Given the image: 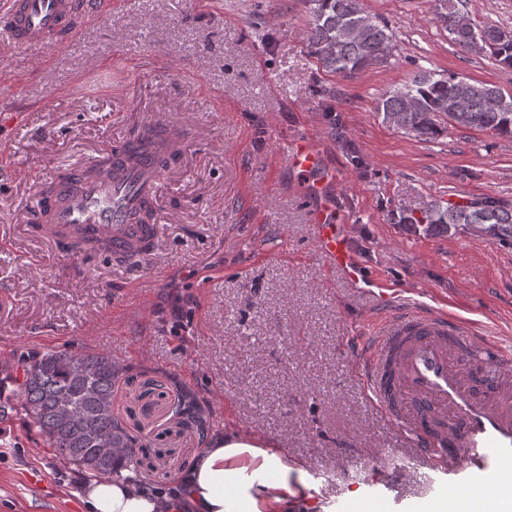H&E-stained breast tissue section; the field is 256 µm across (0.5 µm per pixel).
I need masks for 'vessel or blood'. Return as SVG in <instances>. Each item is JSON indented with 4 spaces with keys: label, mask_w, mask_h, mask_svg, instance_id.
<instances>
[{
    "label": "vessel or blood",
    "mask_w": 512,
    "mask_h": 512,
    "mask_svg": "<svg viewBox=\"0 0 512 512\" xmlns=\"http://www.w3.org/2000/svg\"><path fill=\"white\" fill-rule=\"evenodd\" d=\"M112 0H0V42L15 49L52 48L102 20ZM185 146L181 128L169 129L166 152ZM166 152H125L114 145L87 163L61 169L50 194L39 195L29 217L39 238L61 244L80 237L102 255L127 262L153 257L159 227L141 223L156 194ZM286 165L310 175L308 220L328 270L351 283L365 273L348 227L330 220L334 175L309 137L291 139ZM368 335L347 346L365 396L403 432L411 466L405 482L451 474L439 493L453 512L475 504L512 512V347L489 336L480 322L380 288Z\"/></svg>",
    "instance_id": "vessel-or-blood-1"
}]
</instances>
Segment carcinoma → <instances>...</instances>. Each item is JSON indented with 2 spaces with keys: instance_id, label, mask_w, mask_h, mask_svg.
I'll return each mask as SVG.
<instances>
[{
  "instance_id": "cac0c4a2",
  "label": "carcinoma",
  "mask_w": 512,
  "mask_h": 512,
  "mask_svg": "<svg viewBox=\"0 0 512 512\" xmlns=\"http://www.w3.org/2000/svg\"><path fill=\"white\" fill-rule=\"evenodd\" d=\"M306 2L311 14L309 48L326 72L353 76L393 56V32L369 15L360 0ZM436 2V13L454 45L467 52H488L498 64L512 67L511 32L467 21L455 0ZM375 110L383 124L426 139L440 133L444 119L452 125L512 136V94L454 73H419L386 90ZM162 133L163 128L151 127L129 148L150 146ZM406 220L425 224L429 230L479 226L499 241H512V205L492 197L466 204H438L422 217L408 216ZM34 357V352L17 356V363L24 365L21 407L58 457L100 479L123 470L139 471L147 445L131 436L113 412L114 389L122 368L112 355L87 349L50 351L27 366ZM176 416L180 423H195L200 433H205L198 406L181 402Z\"/></svg>"
}]
</instances>
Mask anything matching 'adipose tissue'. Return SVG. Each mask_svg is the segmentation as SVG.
<instances>
[{
  "instance_id": "ef3b65f1",
  "label": "adipose tissue",
  "mask_w": 512,
  "mask_h": 512,
  "mask_svg": "<svg viewBox=\"0 0 512 512\" xmlns=\"http://www.w3.org/2000/svg\"><path fill=\"white\" fill-rule=\"evenodd\" d=\"M280 453L252 436L212 435L193 464L163 491L143 487L127 473L85 485L83 512H293L306 496L304 482L288 483Z\"/></svg>"
}]
</instances>
